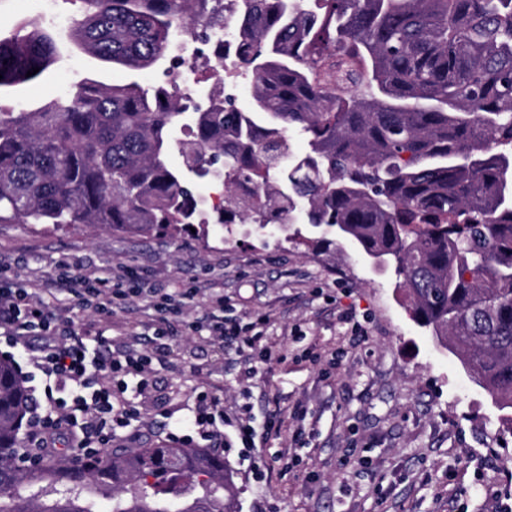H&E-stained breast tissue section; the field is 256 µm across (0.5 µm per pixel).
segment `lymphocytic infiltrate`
Returning <instances> with one entry per match:
<instances>
[{"instance_id":"lymphocytic-infiltrate-1","label":"lymphocytic infiltrate","mask_w":512,"mask_h":512,"mask_svg":"<svg viewBox=\"0 0 512 512\" xmlns=\"http://www.w3.org/2000/svg\"><path fill=\"white\" fill-rule=\"evenodd\" d=\"M7 271L0 264V354L14 362L32 405L22 456L40 461L61 440L81 456L111 447L116 430L139 415L155 392L153 352L140 347L138 336L104 335L116 311L128 309L142 295L140 275L126 269L108 289L102 279L60 260L54 284L65 287L80 309L93 313L92 319L78 321L71 313L54 312L43 289L19 287ZM151 294L154 338H172L181 328L204 331L213 341L235 343L262 361L272 360L260 334L224 318L223 296H211L208 312L187 321L183 313L192 290L155 288ZM174 410L169 440L188 447L203 441L223 446L224 402L212 390H195Z\"/></svg>"}]
</instances>
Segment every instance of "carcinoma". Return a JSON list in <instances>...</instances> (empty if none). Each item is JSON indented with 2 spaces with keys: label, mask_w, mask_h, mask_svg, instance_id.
<instances>
[{
  "label": "carcinoma",
  "mask_w": 512,
  "mask_h": 512,
  "mask_svg": "<svg viewBox=\"0 0 512 512\" xmlns=\"http://www.w3.org/2000/svg\"><path fill=\"white\" fill-rule=\"evenodd\" d=\"M70 38L132 71L176 36L206 45L217 0H69ZM246 108L191 91L89 81L0 111V224L177 235L219 183L241 221L296 214L393 267L415 321L512 410V0H235ZM57 39L0 38V89L38 78ZM299 131L310 150L291 152ZM27 392L0 359V512H239L224 458L158 444L75 463L18 460Z\"/></svg>",
  "instance_id": "1"
}]
</instances>
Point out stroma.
Segmentation results:
<instances>
[{
	"label": "stroma",
	"instance_id": "stroma-1",
	"mask_svg": "<svg viewBox=\"0 0 512 512\" xmlns=\"http://www.w3.org/2000/svg\"><path fill=\"white\" fill-rule=\"evenodd\" d=\"M72 7L54 0H0V34L38 21L58 34L55 63L39 78L0 90V110L43 106L81 80L164 83L162 69L130 71L81 52L65 36ZM293 240L275 226L213 224L191 235H134L94 226L59 231L0 224V259L19 286L48 279L56 262L109 279L131 267L149 288L195 287L191 319L210 293L224 313L266 315L261 364L237 346L177 336L157 349L156 398L115 446L165 441L168 403L206 385L224 414L252 419L254 449L224 455L241 512H512V429L460 358L410 315L393 269L352 247H314L322 229L301 224Z\"/></svg>",
	"mask_w": 512,
	"mask_h": 512
}]
</instances>
